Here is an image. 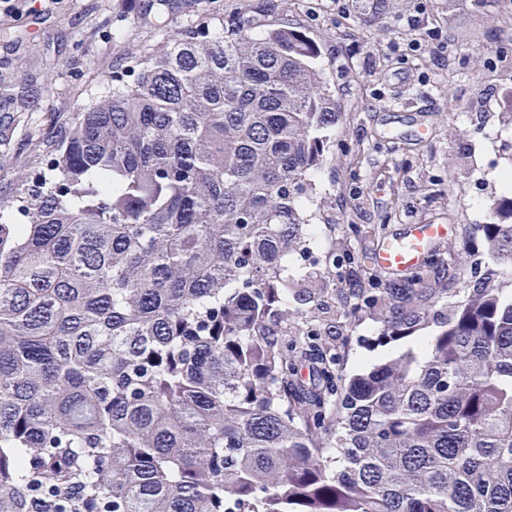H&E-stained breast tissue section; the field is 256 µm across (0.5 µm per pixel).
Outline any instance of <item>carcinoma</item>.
Segmentation results:
<instances>
[{
    "label": "carcinoma",
    "instance_id": "obj_1",
    "mask_svg": "<svg viewBox=\"0 0 512 512\" xmlns=\"http://www.w3.org/2000/svg\"><path fill=\"white\" fill-rule=\"evenodd\" d=\"M397 0H354L364 21ZM252 4L129 54L0 197V512H512V292L418 352L298 378L336 265L298 268L341 107ZM512 263V193L481 225ZM305 320L299 327L296 320Z\"/></svg>",
    "mask_w": 512,
    "mask_h": 512
}]
</instances>
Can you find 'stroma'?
Listing matches in <instances>:
<instances>
[{
	"label": "stroma",
	"mask_w": 512,
	"mask_h": 512,
	"mask_svg": "<svg viewBox=\"0 0 512 512\" xmlns=\"http://www.w3.org/2000/svg\"><path fill=\"white\" fill-rule=\"evenodd\" d=\"M422 11H415V4ZM240 0H46L30 11L26 0L0 9V85H31L38 108L16 101L14 135L0 146V192L30 161L50 121L64 120L79 99L103 82L128 53L163 44L183 24L221 17ZM267 18L301 28L322 48L320 65L342 107L336 158L315 175L325 208L313 246L320 262L336 260L349 277L327 281L322 298L335 326L328 341L336 374L349 377L417 349L419 335H381L373 297L411 307L407 274L370 263L383 237L409 224H450L424 266L431 305L460 299L468 280L496 268L480 224L491 200L505 190L503 169L512 151L498 137L504 92L512 87V0H491L484 13L469 0H403L394 14L366 25L351 0H264ZM420 31L423 48L404 57L391 42ZM448 42L442 55L432 45ZM394 128L399 140L385 138Z\"/></svg>",
	"instance_id": "1"
}]
</instances>
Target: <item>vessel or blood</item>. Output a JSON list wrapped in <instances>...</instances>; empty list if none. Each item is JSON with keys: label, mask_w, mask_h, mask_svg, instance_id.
Listing matches in <instances>:
<instances>
[{"label": "vessel or blood", "mask_w": 512, "mask_h": 512, "mask_svg": "<svg viewBox=\"0 0 512 512\" xmlns=\"http://www.w3.org/2000/svg\"><path fill=\"white\" fill-rule=\"evenodd\" d=\"M448 224H412L403 233L385 238L372 257L374 268L388 272H406L421 266L432 244L447 238Z\"/></svg>", "instance_id": "1"}]
</instances>
